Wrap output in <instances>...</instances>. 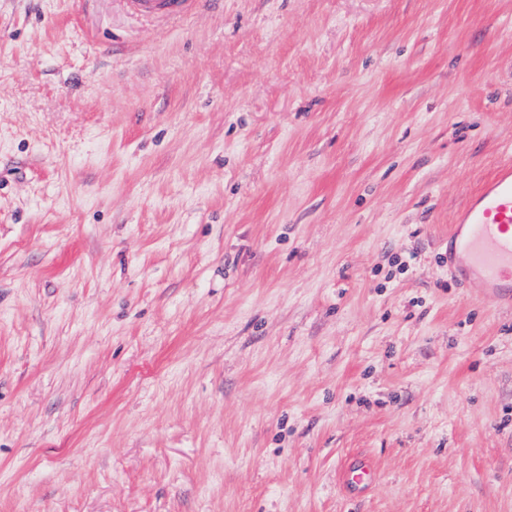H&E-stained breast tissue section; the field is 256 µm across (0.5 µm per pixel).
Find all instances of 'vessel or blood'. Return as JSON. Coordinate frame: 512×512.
<instances>
[{"label":"vessel or blood","instance_id":"1","mask_svg":"<svg viewBox=\"0 0 512 512\" xmlns=\"http://www.w3.org/2000/svg\"><path fill=\"white\" fill-rule=\"evenodd\" d=\"M186 0H126L143 16L178 17ZM448 261L464 283L501 296L512 294V166L503 165L457 213L448 234ZM343 486L363 489L373 482L370 463L348 467Z\"/></svg>","mask_w":512,"mask_h":512}]
</instances>
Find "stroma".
<instances>
[{
  "label": "stroma",
  "mask_w": 512,
  "mask_h": 512,
  "mask_svg": "<svg viewBox=\"0 0 512 512\" xmlns=\"http://www.w3.org/2000/svg\"><path fill=\"white\" fill-rule=\"evenodd\" d=\"M509 161L512 0H0V512H512ZM128 7L143 16L179 17L189 0H125ZM448 262L460 280L500 296L512 292V166L470 197L448 233ZM342 485L349 489H363L373 483L371 463L361 462L348 467L341 476Z\"/></svg>",
  "instance_id": "35a3bbf8"
}]
</instances>
